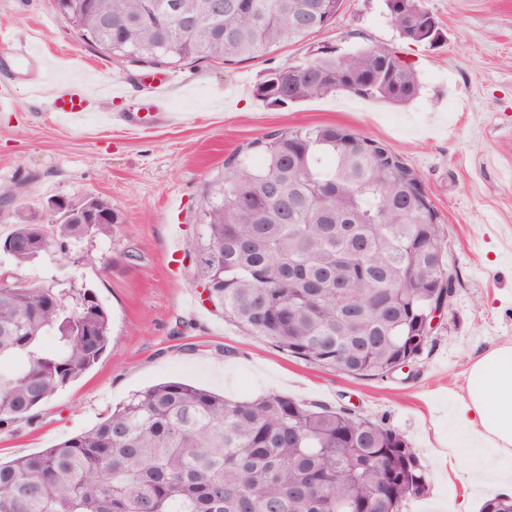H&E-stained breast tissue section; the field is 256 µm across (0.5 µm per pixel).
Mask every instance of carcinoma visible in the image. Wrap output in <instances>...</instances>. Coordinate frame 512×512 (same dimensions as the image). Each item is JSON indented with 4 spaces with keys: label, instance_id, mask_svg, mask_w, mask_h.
Returning a JSON list of instances; mask_svg holds the SVG:
<instances>
[{
    "label": "carcinoma",
    "instance_id": "cac0c4a2",
    "mask_svg": "<svg viewBox=\"0 0 512 512\" xmlns=\"http://www.w3.org/2000/svg\"><path fill=\"white\" fill-rule=\"evenodd\" d=\"M342 0H57L78 34L112 54L176 66L234 64L335 22ZM400 36L425 39L422 0H384ZM415 70L381 44L319 54L262 74L270 105L337 91L405 105ZM205 191L194 251L214 311L292 357L358 379L415 351L413 323L453 280L442 228L416 173L387 145L338 125L253 142ZM112 225L20 221L1 244L22 267ZM54 347L46 351L42 339ZM110 345V316L89 289L0 274V427L31 418ZM427 476L395 430L339 408L270 392L252 400L181 381L134 393L93 428L0 463V512H398ZM480 512H512L494 497Z\"/></svg>",
    "mask_w": 512,
    "mask_h": 512
}]
</instances>
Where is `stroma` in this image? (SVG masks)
<instances>
[{
  "label": "stroma",
  "instance_id": "1",
  "mask_svg": "<svg viewBox=\"0 0 512 512\" xmlns=\"http://www.w3.org/2000/svg\"><path fill=\"white\" fill-rule=\"evenodd\" d=\"M442 32L433 47L402 40L382 0H343L332 26L236 64L201 60L176 69L112 56L85 44L61 19L55 0H0V30L31 41L46 67L19 69L0 45V237L18 213H40L49 198L98 196L120 215L108 237L71 243L16 268L0 255V273L30 283L90 288L110 314L107 352L59 390L35 416L0 429V458L51 447L95 425L112 406L166 379L224 392L233 399L278 392L300 402L345 407L400 433L429 474L426 493L400 512H479L491 493L467 480L471 467L512 470V458L482 449L475 463L449 472L448 405L463 394L473 358L512 344V0H425ZM382 43L412 64L420 94L404 106L338 92L273 106L253 94L268 69ZM78 81L96 96L79 123L59 118L48 95L25 83ZM173 82V125L148 120L131 133L107 114L146 115L150 85ZM340 125L387 144L411 167L444 232L454 294L410 368L355 379L243 335L213 312L192 275L204 234L198 212L209 182L228 160L250 159V145L276 131ZM92 262H84V255ZM112 260L104 271L95 259Z\"/></svg>",
  "mask_w": 512,
  "mask_h": 512
}]
</instances>
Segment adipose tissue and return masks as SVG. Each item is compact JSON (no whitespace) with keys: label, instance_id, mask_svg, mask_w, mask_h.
I'll list each match as a JSON object with an SVG mask.
<instances>
[{"label":"adipose tissue","instance_id":"1","mask_svg":"<svg viewBox=\"0 0 512 512\" xmlns=\"http://www.w3.org/2000/svg\"><path fill=\"white\" fill-rule=\"evenodd\" d=\"M448 417L470 447L489 445L512 455V344L472 360L466 396L449 407Z\"/></svg>","mask_w":512,"mask_h":512}]
</instances>
